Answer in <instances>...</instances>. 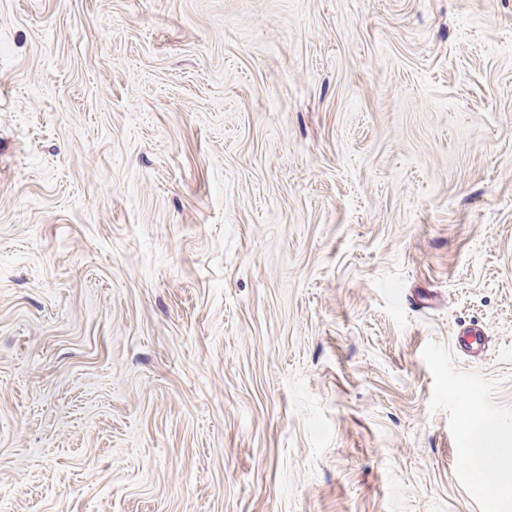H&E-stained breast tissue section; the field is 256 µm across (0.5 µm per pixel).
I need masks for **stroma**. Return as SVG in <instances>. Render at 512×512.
I'll return each instance as SVG.
<instances>
[{
  "label": "stroma",
  "mask_w": 512,
  "mask_h": 512,
  "mask_svg": "<svg viewBox=\"0 0 512 512\" xmlns=\"http://www.w3.org/2000/svg\"><path fill=\"white\" fill-rule=\"evenodd\" d=\"M486 415L512 0H0V512H512ZM497 430L494 419L486 416L480 427L471 433L469 448H467V463L476 465L483 476L496 475L499 479L512 478L511 468L512 448H493L489 446V440Z\"/></svg>",
  "instance_id": "obj_1"
}]
</instances>
